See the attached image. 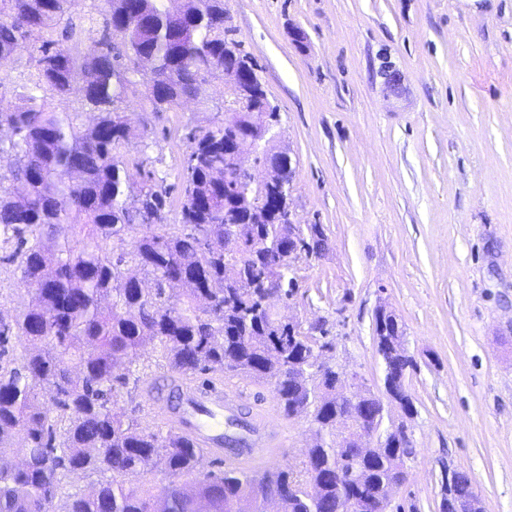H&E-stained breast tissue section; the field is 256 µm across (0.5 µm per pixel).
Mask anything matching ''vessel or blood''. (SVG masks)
<instances>
[{
    "label": "vessel or blood",
    "mask_w": 512,
    "mask_h": 512,
    "mask_svg": "<svg viewBox=\"0 0 512 512\" xmlns=\"http://www.w3.org/2000/svg\"><path fill=\"white\" fill-rule=\"evenodd\" d=\"M236 396L228 392L221 383L185 382L181 390L178 407H155L153 414L180 434L195 440L206 457L223 459L228 468L260 469L274 458L282 434L270 430L267 411L256 415L257 427L250 456L239 457L224 452V413L235 401Z\"/></svg>",
    "instance_id": "b4317fda"
}]
</instances>
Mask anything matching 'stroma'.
I'll use <instances>...</instances> for the list:
<instances>
[{
  "label": "stroma",
  "mask_w": 512,
  "mask_h": 512,
  "mask_svg": "<svg viewBox=\"0 0 512 512\" xmlns=\"http://www.w3.org/2000/svg\"><path fill=\"white\" fill-rule=\"evenodd\" d=\"M280 117L294 170L297 223L327 246L297 263L279 314L325 321L337 362L383 395L375 315L391 311L416 366L414 452L391 497L438 512L443 467L469 474L484 512H512V0H224ZM204 104L150 111L122 105L147 140L122 148L131 181L149 157L177 223L186 134L223 118L224 84ZM255 413L267 384L223 376ZM272 465L301 470L303 418Z\"/></svg>",
  "instance_id": "stroma-1"
}]
</instances>
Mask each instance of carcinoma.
Here are the masks:
<instances>
[{"label":"carcinoma","instance_id":"1","mask_svg":"<svg viewBox=\"0 0 512 512\" xmlns=\"http://www.w3.org/2000/svg\"><path fill=\"white\" fill-rule=\"evenodd\" d=\"M78 0H0V88L17 48L34 41V71L19 102L0 103V244L20 270L26 300L14 319H0V512H337L351 498L387 512V495L402 481L391 454L410 449L404 435L373 459L354 444L336 447V379L311 380L286 365L301 364L326 345L327 329L300 332L262 303L265 286L292 295L279 277L288 254V225L264 216L260 204L278 181L253 189L241 170L224 182V121L190 128L183 160L179 223H168L167 191L149 159L144 178L129 180L117 150L130 141L117 103L130 95L152 111L174 110L199 97L224 64V0H102L97 54L81 33L61 26ZM138 20L112 40V21ZM152 58L153 78H134L132 65ZM93 114L59 112L52 99L73 91ZM123 247L109 251L107 243ZM183 380L205 372L243 373L270 385L282 415L302 417L316 401L322 437L307 450L303 470L216 474L199 470V448L172 428L140 423L139 410L114 411L122 389L144 383L133 357L146 347ZM50 394L51 417L40 397ZM23 453L14 465L8 458ZM161 469L168 482L146 481ZM98 477L86 495L59 498L66 477ZM467 473L448 477L446 492L467 494Z\"/></svg>","mask_w":512,"mask_h":512}]
</instances>
